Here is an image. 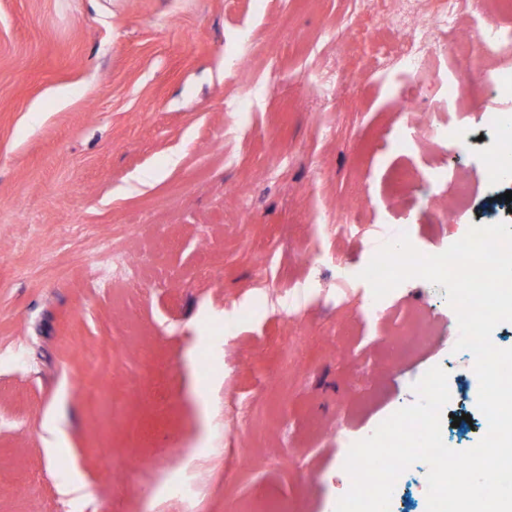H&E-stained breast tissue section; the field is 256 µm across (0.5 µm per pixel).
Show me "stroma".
<instances>
[{
	"label": "stroma",
	"instance_id": "1",
	"mask_svg": "<svg viewBox=\"0 0 512 512\" xmlns=\"http://www.w3.org/2000/svg\"><path fill=\"white\" fill-rule=\"evenodd\" d=\"M491 26L511 36L512 11L472 0L406 108L394 36L355 0H0V512H336L349 439L436 366L443 441L474 447L445 288L378 299L361 273L403 234L432 256L512 224L491 208L512 168L486 167L512 50L448 97ZM418 317L432 334L407 357ZM173 461L192 503L165 492ZM427 473L389 512H426ZM496 43L497 38L492 34L478 33L473 37L472 54L465 67V71L469 75V83L466 86H461L455 82H450L448 84V97L450 100H460L464 96L471 95L479 90V80L482 72L481 60L490 53Z\"/></svg>",
	"mask_w": 512,
	"mask_h": 512
}]
</instances>
